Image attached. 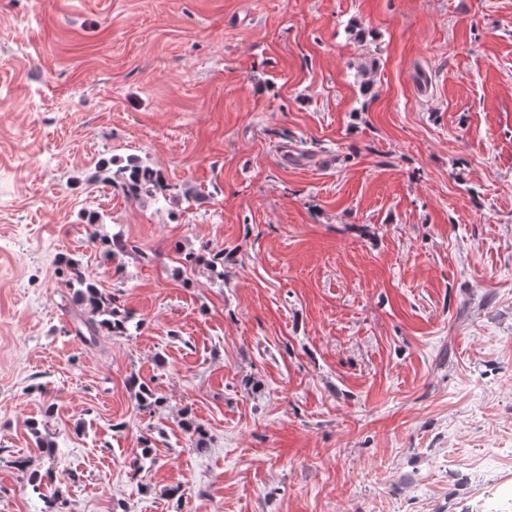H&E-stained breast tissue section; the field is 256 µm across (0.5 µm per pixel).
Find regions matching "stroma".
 <instances>
[{
    "instance_id": "1",
    "label": "stroma",
    "mask_w": 512,
    "mask_h": 512,
    "mask_svg": "<svg viewBox=\"0 0 512 512\" xmlns=\"http://www.w3.org/2000/svg\"><path fill=\"white\" fill-rule=\"evenodd\" d=\"M17 456L66 512H512V0H0V512H41ZM118 163L115 158L99 163L89 178L90 182L110 186L119 183L123 193L135 201L156 198L157 188L163 182L161 171L131 158L125 165ZM111 166H116L115 171ZM104 245V254L109 259L115 261L121 260L123 257L139 252L138 247L121 235H112V238L102 241ZM59 269L66 287L72 291V303L80 309V314L76 316V336L84 343L95 346L101 336L126 333L129 316L112 307V295L100 288L97 282L87 280L79 269V263L66 259L60 263Z\"/></svg>"
}]
</instances>
